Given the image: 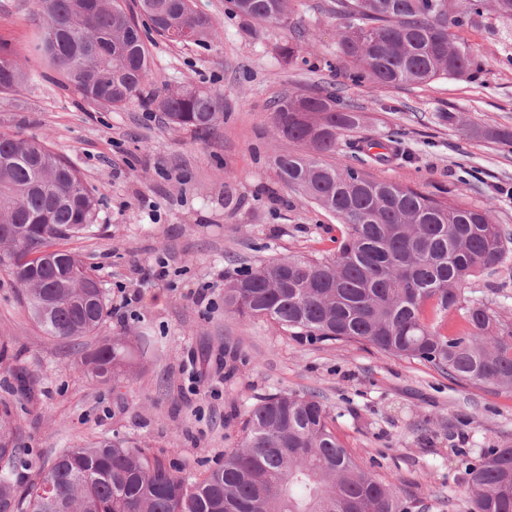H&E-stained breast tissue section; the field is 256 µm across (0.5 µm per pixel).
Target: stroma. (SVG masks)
Instances as JSON below:
<instances>
[{"mask_svg":"<svg viewBox=\"0 0 512 512\" xmlns=\"http://www.w3.org/2000/svg\"><path fill=\"white\" fill-rule=\"evenodd\" d=\"M217 24L207 46L150 36L152 75L124 108L87 102L32 51L41 24L31 0H0V46L34 85L0 93V132L46 141L102 204L94 235L67 248L98 278L110 312L106 338H126L131 374L120 385L78 369L83 347L46 339L21 290L0 269V411L19 422L18 479H36L63 448L121 436L173 470L200 478L236 447L240 416L257 397L320 394L345 448L394 481L408 512H464L466 469L512 441V394L461 385L416 360L360 344L309 342L224 310V282L273 257L335 253L343 226L285 184L273 163L296 151L274 134L271 110L298 89L337 90L363 117L357 138L392 136L406 158L368 162L372 178L489 207L512 232V149L476 128H512V30L495 17L464 37L484 66L472 78L417 86L352 84L336 55L335 0H292L293 24L270 28L229 0H193ZM299 41L291 60L279 46ZM193 85L221 97L224 114L195 134L163 119L153 100ZM169 263L161 281L151 273ZM206 291L211 307L196 303ZM467 299L512 322V264L473 278ZM149 350H142V338ZM32 384L16 389L17 373Z\"/></svg>","mask_w":512,"mask_h":512,"instance_id":"stroma-1","label":"stroma"}]
</instances>
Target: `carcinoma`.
I'll return each instance as SVG.
<instances>
[{"instance_id": "obj_1", "label": "carcinoma", "mask_w": 512, "mask_h": 512, "mask_svg": "<svg viewBox=\"0 0 512 512\" xmlns=\"http://www.w3.org/2000/svg\"><path fill=\"white\" fill-rule=\"evenodd\" d=\"M35 0L46 18L33 52L87 100L121 108L139 98L151 76L137 15L121 0ZM291 0H231L232 10L270 27L291 25ZM162 17L155 33L203 44L216 33L192 0H138ZM337 51L352 81L377 88L469 77L483 62L458 32L493 15L512 23V0H336ZM35 74L0 50V91L27 85ZM167 120L196 133L221 116L219 98L193 86L157 101ZM288 118V141L311 154L274 159L281 179L331 212L346 228L329 258H276L224 283V310L246 321L264 318L299 339L360 343L430 365L449 379L512 391V325L483 304L463 305L469 281L502 267L512 253L490 208L438 199L410 185L376 181L326 163L343 144L360 163L385 160L383 142H342L360 116L334 92L280 97L272 115ZM512 147L507 129H477ZM373 148L379 153H370ZM99 200L79 172L45 141L0 133V230H18L15 251L0 266L23 288L31 318L46 335L70 342L99 334L108 315L104 292L81 257L57 245L94 233ZM464 311L451 336L425 323L424 306ZM123 343L104 339L81 364L102 378L123 375ZM18 423L0 414V512H405L398 486L365 470L344 447L333 418L315 395H263L244 414L237 446L190 481L148 449L105 438L59 452L40 480L19 491ZM52 485L50 501L40 482ZM470 512H512V446L485 452L468 467Z\"/></svg>"}]
</instances>
